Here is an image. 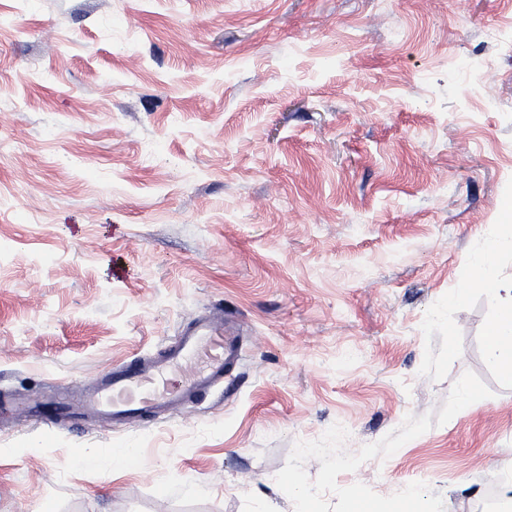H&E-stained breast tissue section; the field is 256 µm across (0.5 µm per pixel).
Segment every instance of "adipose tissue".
<instances>
[{
  "mask_svg": "<svg viewBox=\"0 0 512 512\" xmlns=\"http://www.w3.org/2000/svg\"><path fill=\"white\" fill-rule=\"evenodd\" d=\"M506 247L512 248V236H504L500 226H486L480 233L471 272L473 279L499 304L498 316L488 334L486 355L512 380V277L504 278L496 272V257Z\"/></svg>",
  "mask_w": 512,
  "mask_h": 512,
  "instance_id": "ef3b65f1",
  "label": "adipose tissue"
}]
</instances>
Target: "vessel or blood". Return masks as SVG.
Returning a JSON list of instances; mask_svg holds the SVG:
<instances>
[{"label": "vessel or blood", "mask_w": 512, "mask_h": 512, "mask_svg": "<svg viewBox=\"0 0 512 512\" xmlns=\"http://www.w3.org/2000/svg\"><path fill=\"white\" fill-rule=\"evenodd\" d=\"M203 359V366L189 380L172 376L189 359ZM241 361L239 337L224 333V324L208 317L183 329L167 351L112 368L89 390H77L59 398L57 413L79 418L98 415L121 424L154 421L223 385Z\"/></svg>", "instance_id": "1"}]
</instances>
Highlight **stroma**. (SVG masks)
Returning <instances> with one entry per match:
<instances>
[{"mask_svg":"<svg viewBox=\"0 0 512 512\" xmlns=\"http://www.w3.org/2000/svg\"><path fill=\"white\" fill-rule=\"evenodd\" d=\"M497 28L512 0H0V512H507L469 274L512 203ZM219 312L227 395L22 412Z\"/></svg>","mask_w":512,"mask_h":512,"instance_id":"stroma-1","label":"stroma"}]
</instances>
